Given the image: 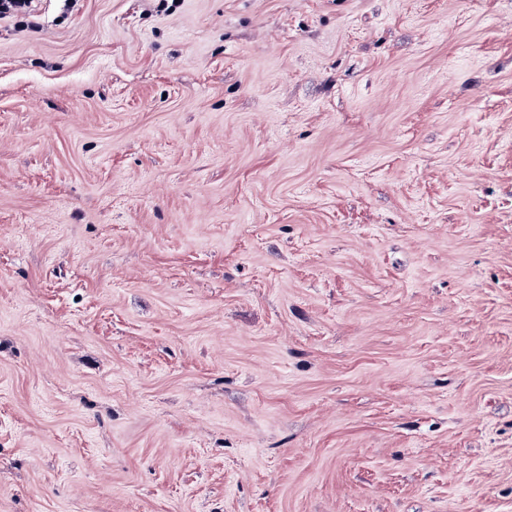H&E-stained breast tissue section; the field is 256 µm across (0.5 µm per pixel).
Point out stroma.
<instances>
[{
    "label": "stroma",
    "instance_id": "1",
    "mask_svg": "<svg viewBox=\"0 0 512 512\" xmlns=\"http://www.w3.org/2000/svg\"><path fill=\"white\" fill-rule=\"evenodd\" d=\"M0 20V512H512V0Z\"/></svg>",
    "mask_w": 512,
    "mask_h": 512
}]
</instances>
